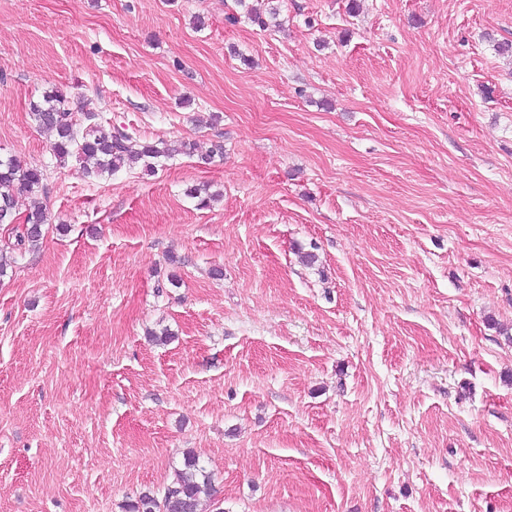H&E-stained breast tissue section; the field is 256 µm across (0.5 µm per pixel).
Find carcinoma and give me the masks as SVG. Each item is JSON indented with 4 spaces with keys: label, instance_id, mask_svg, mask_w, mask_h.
I'll list each match as a JSON object with an SVG mask.
<instances>
[{
    "label": "carcinoma",
    "instance_id": "1",
    "mask_svg": "<svg viewBox=\"0 0 512 512\" xmlns=\"http://www.w3.org/2000/svg\"><path fill=\"white\" fill-rule=\"evenodd\" d=\"M31 117L40 129L53 133L54 157L64 162L75 155L84 162L82 173L86 176H101L124 167H141L151 174L159 162L171 158L168 149L155 142H137L136 132L112 126L103 120L87 117L90 124L83 126L69 106L66 94L51 90L42 101L31 104ZM44 172L24 169L13 157H0V224H14V190L33 191L42 184ZM48 215L43 206L30 208L24 221V232L17 236L16 246H35L42 237L43 226ZM213 473L207 470L198 456L187 454L183 468L174 472L171 481L161 490L142 495L131 505V512H224L219 502L212 509L203 507L201 493L212 487Z\"/></svg>",
    "mask_w": 512,
    "mask_h": 512
}]
</instances>
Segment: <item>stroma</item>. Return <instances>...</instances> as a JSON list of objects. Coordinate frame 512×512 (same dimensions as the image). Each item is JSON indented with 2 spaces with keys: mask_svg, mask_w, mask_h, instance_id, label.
<instances>
[{
  "mask_svg": "<svg viewBox=\"0 0 512 512\" xmlns=\"http://www.w3.org/2000/svg\"><path fill=\"white\" fill-rule=\"evenodd\" d=\"M358 2L0 0V512H512V0ZM55 88L197 151L84 177ZM44 176L42 170L22 168L16 158L0 156V224H16L15 188L32 192ZM23 224L25 226L24 232L20 235H16L15 247L22 248L26 243L30 246L37 245L42 237L43 226L48 224L46 208H43V206L39 204L32 206ZM213 473L198 456L187 454L183 469L175 470L171 481L158 493L144 494L131 505V512H208L201 493L212 487Z\"/></svg>",
  "mask_w": 512,
  "mask_h": 512,
  "instance_id": "1",
  "label": "stroma"
}]
</instances>
